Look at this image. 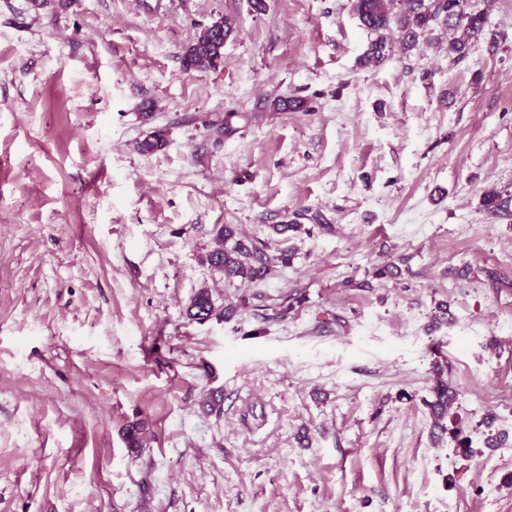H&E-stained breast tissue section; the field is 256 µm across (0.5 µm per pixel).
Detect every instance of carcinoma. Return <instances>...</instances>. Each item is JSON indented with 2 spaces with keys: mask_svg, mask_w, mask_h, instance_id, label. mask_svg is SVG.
Returning <instances> with one entry per match:
<instances>
[{
  "mask_svg": "<svg viewBox=\"0 0 512 512\" xmlns=\"http://www.w3.org/2000/svg\"><path fill=\"white\" fill-rule=\"evenodd\" d=\"M353 11L361 25L376 35L365 53L368 63L380 64L388 56V32L398 29L404 49L411 50L419 38L440 26L450 33L448 55L462 59L474 40L485 34L487 10L478 9L471 0H353ZM233 31L232 23L224 18L217 24L204 28L200 35L185 49V69L200 70L217 65L224 41ZM217 246L205 258L210 268L226 279H240L245 284L258 283L267 278L274 268L267 254L268 244L248 239L236 224H224L216 233ZM214 306L209 292L198 293L188 307V316L202 322L213 315ZM434 386L436 400L430 404L436 426L451 433L459 440L457 451L468 455L471 448L459 439L458 428H448L441 420L448 416V406L453 399V389L443 379V369L436 366Z\"/></svg>",
  "mask_w": 512,
  "mask_h": 512,
  "instance_id": "cac0c4a2",
  "label": "carcinoma"
}]
</instances>
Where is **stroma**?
<instances>
[{
	"instance_id": "35a3bbf8",
	"label": "stroma",
	"mask_w": 512,
	"mask_h": 512,
	"mask_svg": "<svg viewBox=\"0 0 512 512\" xmlns=\"http://www.w3.org/2000/svg\"><path fill=\"white\" fill-rule=\"evenodd\" d=\"M475 2L463 60L367 67L350 0H0V512H512V0ZM224 224L288 263L224 280ZM233 31L232 23L224 18L221 23L204 28L200 35L185 49L183 64L186 70L207 69L217 65L224 41ZM443 369L441 368L440 364H437L435 368V374L437 375V379L434 386V394L436 397V400L430 404V408L432 410L433 416L438 420L436 422V426L441 429L444 433L449 431L454 438H456L459 442L458 447L456 450L458 453H461L462 455H469L471 452V448H469L468 443L466 440H460L459 436L461 435V431L457 427H453L452 429H448L447 424H441L439 421L444 419L448 416V406L450 404V401L453 399V389L448 384L446 380H444L443 377Z\"/></svg>"
}]
</instances>
